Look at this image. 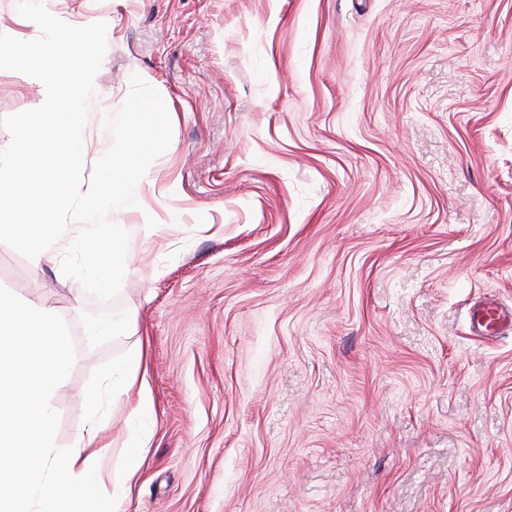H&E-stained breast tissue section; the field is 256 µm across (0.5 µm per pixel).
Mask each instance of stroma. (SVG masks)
<instances>
[{"label": "stroma", "mask_w": 512, "mask_h": 512, "mask_svg": "<svg viewBox=\"0 0 512 512\" xmlns=\"http://www.w3.org/2000/svg\"><path fill=\"white\" fill-rule=\"evenodd\" d=\"M107 25L84 169L140 75L172 141L102 301L0 244V285L53 308L76 352L56 443L119 468L123 512H512V0H42ZM42 83L0 70V118ZM90 309L123 332L95 349ZM142 351L143 391L112 371ZM99 406H91L92 392ZM472 319L474 320L475 327L482 332V335L493 336L498 323L509 322V320L512 323V313L510 319L508 311L500 309L493 302H485L474 309Z\"/></svg>", "instance_id": "obj_1"}]
</instances>
